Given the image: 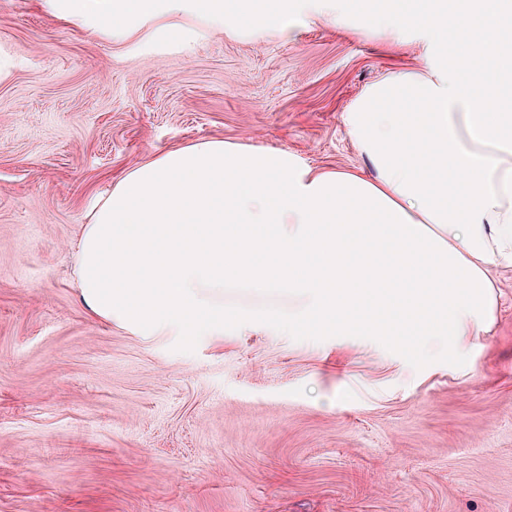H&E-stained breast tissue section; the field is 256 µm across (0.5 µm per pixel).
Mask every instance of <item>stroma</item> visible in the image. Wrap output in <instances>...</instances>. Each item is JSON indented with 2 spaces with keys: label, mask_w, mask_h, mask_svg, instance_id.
I'll return each instance as SVG.
<instances>
[{
  "label": "stroma",
  "mask_w": 512,
  "mask_h": 512,
  "mask_svg": "<svg viewBox=\"0 0 512 512\" xmlns=\"http://www.w3.org/2000/svg\"><path fill=\"white\" fill-rule=\"evenodd\" d=\"M358 18L191 54L0 0V512H512V269L456 365L371 336H134L90 317L74 251L115 180L221 139L368 170L342 121L424 63Z\"/></svg>",
  "instance_id": "1"
}]
</instances>
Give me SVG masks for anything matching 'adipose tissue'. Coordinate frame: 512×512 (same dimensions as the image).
<instances>
[{
  "instance_id": "adipose-tissue-1",
  "label": "adipose tissue",
  "mask_w": 512,
  "mask_h": 512,
  "mask_svg": "<svg viewBox=\"0 0 512 512\" xmlns=\"http://www.w3.org/2000/svg\"><path fill=\"white\" fill-rule=\"evenodd\" d=\"M59 17L105 25L126 40L192 53L206 34L291 33L290 0L264 12L240 0H46ZM372 28L400 42L416 30L425 65L396 67L366 88L343 120L373 174L313 170L288 152L213 140L163 152L124 174L97 203L78 243L91 316L140 336H220L247 314L231 288L284 298L268 319L285 334L408 343L428 360L465 349L492 319L490 268H512V55L499 38L512 0H392ZM474 22L486 32L449 57L441 35ZM473 55L492 64L475 71Z\"/></svg>"
}]
</instances>
